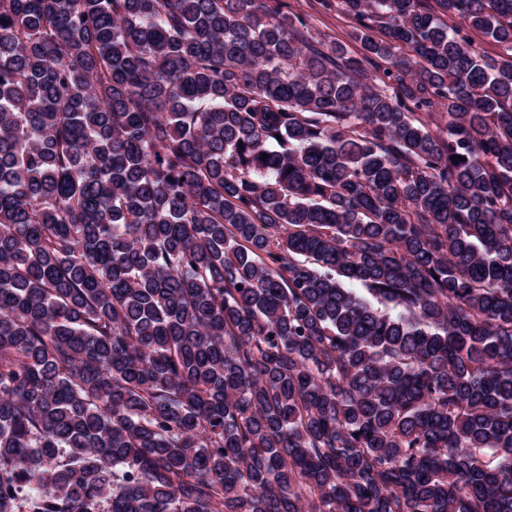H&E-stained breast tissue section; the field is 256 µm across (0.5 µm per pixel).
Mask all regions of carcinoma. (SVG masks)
Here are the masks:
<instances>
[{"instance_id": "obj_1", "label": "carcinoma", "mask_w": 512, "mask_h": 512, "mask_svg": "<svg viewBox=\"0 0 512 512\" xmlns=\"http://www.w3.org/2000/svg\"><path fill=\"white\" fill-rule=\"evenodd\" d=\"M333 5L0 0V512H512V0ZM288 2L294 6L296 12L308 18L313 33L329 40L342 41L353 53L357 52L358 44L350 37L351 23L336 11V6L325 11L320 7L319 0H288Z\"/></svg>"}]
</instances>
